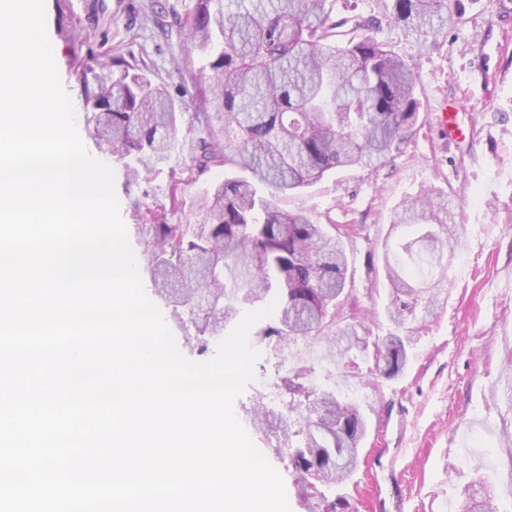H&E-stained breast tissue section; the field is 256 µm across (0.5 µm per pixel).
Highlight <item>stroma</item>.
I'll list each match as a JSON object with an SVG mask.
<instances>
[{
    "mask_svg": "<svg viewBox=\"0 0 512 512\" xmlns=\"http://www.w3.org/2000/svg\"><path fill=\"white\" fill-rule=\"evenodd\" d=\"M392 0H335V15L379 18L374 37L415 70L420 119L398 154L377 169L332 173L281 201L322 224L348 228L349 303L360 337H409L404 370L374 368L371 350L353 348L352 364L331 358L324 339L312 343L313 383L356 404L367 419L359 466L325 499L303 496L288 447L259 433L248 407L279 396L297 347L260 344L255 378L233 411L255 447L283 479L290 512H462L468 497L492 496L512 512V0H461L442 30L426 35L386 22ZM193 0H44L46 33L75 125L88 154L115 172V192L144 289H151L144 212L177 224L192 203L223 180L224 171L195 170L201 127L200 90L207 62L191 50L182 20ZM138 65L152 83L185 107V120L164 157L123 160L94 136L96 112L85 80L103 77L114 56ZM457 111L464 137L442 136L434 114ZM448 197L458 244L426 319L396 325L382 243L399 250L410 228L392 227L404 200L428 190ZM179 351L211 360L218 338L198 342L194 329L156 300Z\"/></svg>",
    "mask_w": 512,
    "mask_h": 512,
    "instance_id": "stroma-1",
    "label": "stroma"
}]
</instances>
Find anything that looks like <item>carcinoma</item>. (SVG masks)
Here are the masks:
<instances>
[{"label": "carcinoma", "instance_id": "carcinoma-1", "mask_svg": "<svg viewBox=\"0 0 512 512\" xmlns=\"http://www.w3.org/2000/svg\"><path fill=\"white\" fill-rule=\"evenodd\" d=\"M460 0H393L390 19L417 30L457 10ZM187 40L210 59L203 102L216 110L201 123L196 167L224 168V181L192 209L183 224H168L154 211L141 233L151 249L156 292L189 314L204 313L201 336L224 332L241 303L276 301L269 325L254 333L285 345L326 337L348 358L360 340L356 324L336 322L346 292L348 256L342 235L305 212L275 204L347 167L388 162L417 125L413 69L371 32L376 21L352 14L332 16L327 0H238L224 14V0H196L183 22ZM117 73L87 89L99 112L95 136L121 157L164 156L181 109L163 88L132 72L122 57ZM448 201L433 190L399 204L392 223L413 226L416 237L402 245L406 258L391 261L383 245L386 278L400 306L390 317L429 310L443 273L444 258L457 243L442 237ZM406 300H401V297ZM376 366L392 375L406 363L404 337L374 341ZM314 366L301 359L281 378L286 411L302 423L288 424L283 412L247 411L264 428L280 420L279 438L304 496L325 497L324 489L345 480L358 464L365 422L357 407L312 385Z\"/></svg>", "mask_w": 512, "mask_h": 512}]
</instances>
